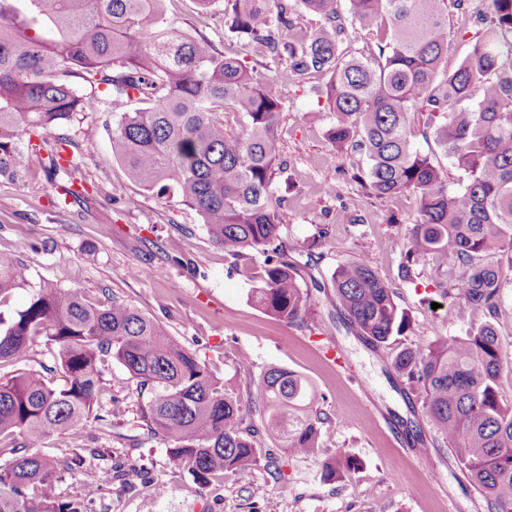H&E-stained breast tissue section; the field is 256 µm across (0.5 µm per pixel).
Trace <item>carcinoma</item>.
Segmentation results:
<instances>
[{"mask_svg": "<svg viewBox=\"0 0 512 512\" xmlns=\"http://www.w3.org/2000/svg\"><path fill=\"white\" fill-rule=\"evenodd\" d=\"M0 0V177L25 180L33 159L56 189L59 204L83 196L63 156L65 135L82 112L124 108L113 144L126 178L195 210L230 268L254 283L248 299L287 325L320 317L293 248L282 237L287 169L278 139L284 109L281 76L327 78V131L338 150L363 151L367 167L342 169L376 199L408 193L418 218L402 250L401 276L420 263L450 261L448 288L488 317L477 331L424 347L397 349L410 328L396 292L374 261L341 262L329 277L336 318L422 395L429 422L492 512H512V406L499 399L509 369L493 324L500 291L512 283V0L492 12L458 67L440 74L448 53L447 0H224V24L246 44L264 47L277 74L257 78L241 60L217 56L212 44L177 27L159 26L165 0H27L20 16ZM319 26H299L300 12ZM376 34L372 62L347 57L357 34ZM94 85L78 95L71 79ZM242 118L232 129L224 113ZM437 123L436 140L459 171L457 189L441 167L415 149V116ZM47 156H42L41 151ZM30 288L27 305L0 311V368L44 343L54 366L0 378V512H89L59 489L58 463L29 446L76 432L95 417L105 392L103 370L115 360L149 397L139 422L170 439L167 464L205 483L260 466L254 437L262 432L294 457L319 448L316 399L301 375L268 369L257 382L260 425L224 392L193 354L127 302L87 299L79 289L30 283L12 253L0 252V306ZM356 460L338 453L321 476L339 479Z\"/></svg>", "mask_w": 512, "mask_h": 512, "instance_id": "carcinoma-1", "label": "carcinoma"}]
</instances>
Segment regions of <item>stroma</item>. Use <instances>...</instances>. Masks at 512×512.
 Instances as JSON below:
<instances>
[{"label": "stroma", "instance_id": "1", "mask_svg": "<svg viewBox=\"0 0 512 512\" xmlns=\"http://www.w3.org/2000/svg\"><path fill=\"white\" fill-rule=\"evenodd\" d=\"M446 70H454L468 51L477 15L491 12L489 0H469L448 7ZM161 25L173 24L211 41L216 53L236 56L249 65L266 61L261 48L243 47L224 26L223 9L201 17L194 0H166ZM319 74L284 85L285 107L278 128L289 160L283 233L296 247L306 246L318 228L326 234L315 248L313 277L338 263L372 257L378 275L395 289L411 320L405 346L427 345L479 328L482 310L465 308L444 295L438 261H430L410 283L398 277L400 250L417 216L413 198L372 200L347 181L343 168L351 155L337 152L325 136L334 123L324 109ZM117 115L85 112L68 130L75 142V176L89 195L68 209L53 207L55 190L43 171L21 183L0 180V251L19 256L25 277L78 288L97 301L120 297L156 319L167 334L224 383L252 420L262 411L256 383L270 367L304 376L329 416L320 426L317 457L285 455L265 436L256 441L275 467L259 466L250 475L225 477L203 485L167 465L170 443L150 437L137 414L147 393L139 391L127 370L109 362L108 392L100 402L109 411L113 397L126 410L112 424L89 422L80 433L56 434L34 449L53 460L84 449L81 469L65 473L62 493L89 499L93 512H488L484 498L468 483L438 443L422 406L409 386L394 377L386 352L373 350L337 326L329 290L318 292V326H290L256 309L251 287L231 273L197 212L175 196L160 197L124 176L112 147ZM332 194H325L324 186ZM136 198L133 208L122 199ZM346 209L352 223L336 221ZM163 276H149L152 268ZM250 361L241 372V358ZM430 441L429 458L418 457V439ZM344 451L357 461L341 482L323 480L319 462ZM116 468L111 484L104 472ZM166 486L168 495L156 492Z\"/></svg>", "mask_w": 512, "mask_h": 512}]
</instances>
